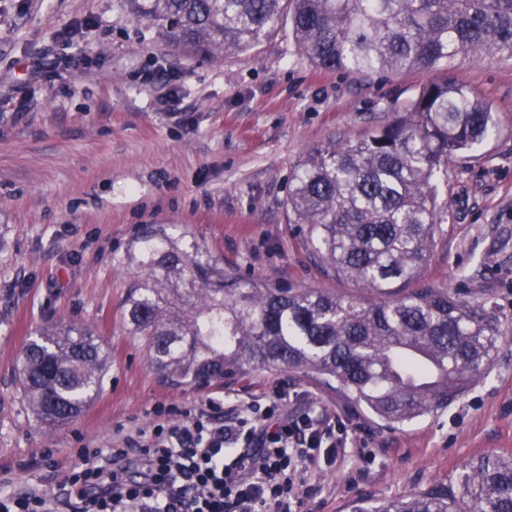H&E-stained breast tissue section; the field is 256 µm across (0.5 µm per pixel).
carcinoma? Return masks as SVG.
Instances as JSON below:
<instances>
[{
  "mask_svg": "<svg viewBox=\"0 0 512 512\" xmlns=\"http://www.w3.org/2000/svg\"><path fill=\"white\" fill-rule=\"evenodd\" d=\"M132 13L182 48L254 49L283 26L327 74L441 72L371 133L317 146L289 181L288 221L325 271L372 292L269 288L224 274L198 243L147 224L126 261L128 333L171 384H202L247 368L308 371L394 426L445 409L492 366L503 332L489 303L422 278L447 203L448 160L497 130L492 105L450 76L469 52L512 56V0H128ZM108 354L74 321L47 325L21 355L28 408L46 427L79 416L104 387ZM352 512H512V458L471 460L457 483L433 481Z\"/></svg>",
  "mask_w": 512,
  "mask_h": 512,
  "instance_id": "obj_1",
  "label": "carcinoma"
}]
</instances>
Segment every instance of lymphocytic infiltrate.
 Instances as JSON below:
<instances>
[{
	"label": "lymphocytic infiltrate",
	"instance_id": "f902f5d3",
	"mask_svg": "<svg viewBox=\"0 0 512 512\" xmlns=\"http://www.w3.org/2000/svg\"><path fill=\"white\" fill-rule=\"evenodd\" d=\"M287 404L278 392L235 415L218 398L188 411L157 405L152 426L83 453L71 512H300L304 464L335 460L347 438L325 418L286 414ZM133 456L146 470L139 483L125 474Z\"/></svg>",
	"mask_w": 512,
	"mask_h": 512
}]
</instances>
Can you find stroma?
<instances>
[{
    "mask_svg": "<svg viewBox=\"0 0 512 512\" xmlns=\"http://www.w3.org/2000/svg\"><path fill=\"white\" fill-rule=\"evenodd\" d=\"M453 75L492 103L499 128L448 164L425 281L496 305L504 336L460 400L390 429L312 373L167 384L127 333L125 253L142 225L162 224L232 276L373 302L328 275L289 224V179L309 149L387 122L432 74L329 75L284 30L244 52H189L126 0H0V474L11 490L38 484L66 500L81 449L112 447L156 405L220 397L229 411L279 388L289 408L348 434L344 456L303 472L304 512H350L355 500L457 481L474 457H512V56L463 55ZM59 320L94 329L111 362L85 411L49 429L17 372L35 330Z\"/></svg>",
    "mask_w": 512,
    "mask_h": 512,
    "instance_id": "obj_1",
    "label": "stroma"
}]
</instances>
